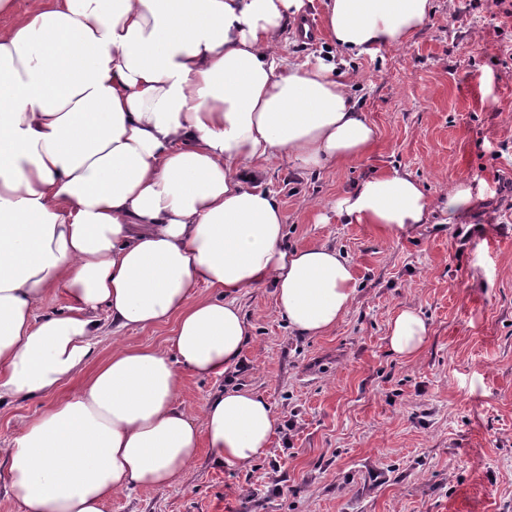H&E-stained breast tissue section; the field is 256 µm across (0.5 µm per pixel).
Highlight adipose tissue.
Instances as JSON below:
<instances>
[{
	"label": "adipose tissue",
	"mask_w": 512,
	"mask_h": 512,
	"mask_svg": "<svg viewBox=\"0 0 512 512\" xmlns=\"http://www.w3.org/2000/svg\"><path fill=\"white\" fill-rule=\"evenodd\" d=\"M306 0H46L0 33V403L77 392L0 447L20 512H103L134 486L164 490L200 452L217 465L264 456L277 418L232 389L197 414L181 374L223 375L249 325L237 294L275 290L290 328L321 336L356 292L350 261L288 249L266 161L302 170L362 156L377 131L339 70L403 47L432 0H325L337 52L287 63L284 34ZM470 184L432 201L411 174L371 175L333 206L343 224L402 234L440 211L456 223ZM213 295H204V288ZM61 314L36 318L54 294ZM119 330L172 323L164 348L115 342L98 365L96 314ZM428 329L411 308L388 345L411 357Z\"/></svg>",
	"instance_id": "1"
}]
</instances>
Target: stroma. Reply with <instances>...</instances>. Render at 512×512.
Here are the masks:
<instances>
[{
	"label": "stroma",
	"mask_w": 512,
	"mask_h": 512,
	"mask_svg": "<svg viewBox=\"0 0 512 512\" xmlns=\"http://www.w3.org/2000/svg\"><path fill=\"white\" fill-rule=\"evenodd\" d=\"M357 107L378 129L361 158L301 171L266 164L286 217L288 248L325 244L357 282L330 333H294L271 286L240 293L250 335L224 375L182 372L197 413L231 389L260 393L278 416L248 469L199 454L179 483L135 487L105 512H512V16L492 0H434L403 48L350 60ZM395 168L441 196L460 182L479 195L458 224L388 235L368 224H318L365 176ZM426 320L415 357L391 354L403 307ZM48 404L0 407V446Z\"/></svg>",
	"instance_id": "stroma-1"
}]
</instances>
